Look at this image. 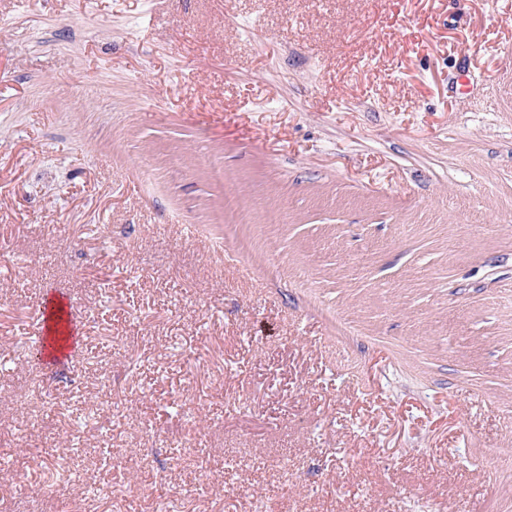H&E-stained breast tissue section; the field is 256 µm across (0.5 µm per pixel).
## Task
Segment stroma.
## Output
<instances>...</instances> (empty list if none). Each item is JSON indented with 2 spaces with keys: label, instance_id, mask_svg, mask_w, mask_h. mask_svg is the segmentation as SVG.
Segmentation results:
<instances>
[{
  "label": "stroma",
  "instance_id": "1",
  "mask_svg": "<svg viewBox=\"0 0 512 512\" xmlns=\"http://www.w3.org/2000/svg\"><path fill=\"white\" fill-rule=\"evenodd\" d=\"M507 448L512 0H0V512H512ZM50 314L48 317V336L44 344L45 357L49 362L59 361L65 350L70 346V340L73 337L69 328V320L65 318V304L61 298L54 296L50 300ZM64 331V337L60 339L59 331Z\"/></svg>",
  "mask_w": 512,
  "mask_h": 512
}]
</instances>
